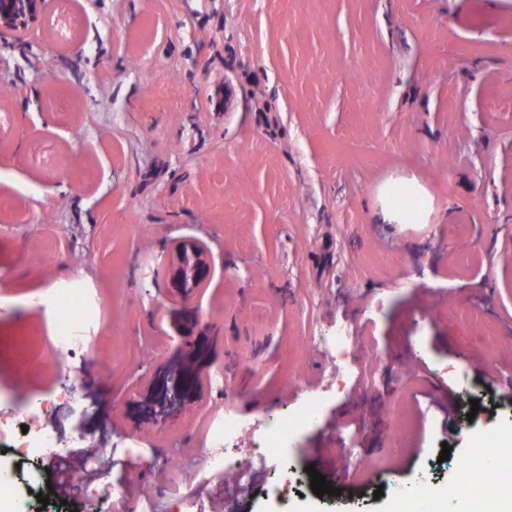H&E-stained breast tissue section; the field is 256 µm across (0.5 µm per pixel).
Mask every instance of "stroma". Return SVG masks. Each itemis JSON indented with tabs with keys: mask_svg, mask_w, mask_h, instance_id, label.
Instances as JSON below:
<instances>
[{
	"mask_svg": "<svg viewBox=\"0 0 512 512\" xmlns=\"http://www.w3.org/2000/svg\"><path fill=\"white\" fill-rule=\"evenodd\" d=\"M56 2L0 27V415L55 399L57 441L23 466L0 442V512H129L137 492L152 512H396L512 445V0H69L59 43ZM403 179L432 196L427 223L373 211ZM192 241L209 274L183 295ZM72 285L88 304L59 352ZM188 330L212 347L197 396L146 418ZM310 404L267 449L269 420ZM228 413L253 481L173 475L168 451L201 462ZM85 453V485L39 509L47 468ZM207 269L205 249L195 243H184L177 250L175 286L182 291L198 288ZM65 295L60 294L53 300V305L57 314V333L60 346L62 348H70L74 344V336H72V323L68 318L63 316L60 318L58 315H63V303Z\"/></svg>",
	"mask_w": 512,
	"mask_h": 512,
	"instance_id": "stroma-1",
	"label": "stroma"
}]
</instances>
